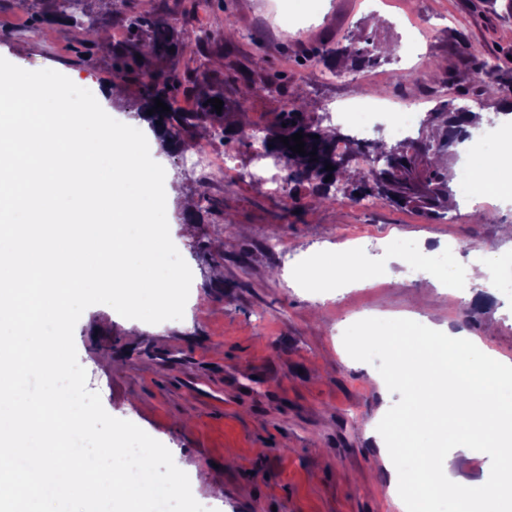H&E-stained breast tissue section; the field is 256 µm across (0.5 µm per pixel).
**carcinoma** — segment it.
Masks as SVG:
<instances>
[{
  "label": "carcinoma",
  "instance_id": "obj_1",
  "mask_svg": "<svg viewBox=\"0 0 512 512\" xmlns=\"http://www.w3.org/2000/svg\"><path fill=\"white\" fill-rule=\"evenodd\" d=\"M131 27H148L153 29L155 38L151 50L160 54L169 49L179 50L174 43L172 26L161 18L140 15L131 21ZM474 70L478 74L492 73L494 79L485 81L478 90V97L492 103L500 104L502 89L512 82V66L503 67L492 64L483 55L465 47ZM142 54L140 44H129L120 55L121 62L115 65V72L123 79L137 83L138 116L151 128L172 144L185 142V134L190 128L203 127L213 121L214 107L207 100H201L193 112H185L176 106L179 80L164 71L136 70L128 60H137ZM382 50L370 41L351 50L317 49L312 59L323 63L328 69L339 67L347 70H361L374 64L381 58ZM161 99L169 111L149 115L147 110L155 107V99ZM483 115L470 109H436L428 113L426 124L430 129L441 131L436 141L428 137H406L389 146L382 141L366 145L350 138L339 129L332 133L321 129L305 116V108L295 100L286 102L283 111L276 117L270 127L273 137L263 142L264 150L273 151L288 168V198L298 201L297 190L304 186L308 194L320 202L333 199L332 189L341 185L359 200L375 198L387 201L401 208L413 207L429 219H440L448 210V201L453 193L450 186L452 175L450 167L442 162V155L456 149L471 137V130L479 126ZM302 132L305 151H316V160L292 152L288 145H283L281 138ZM346 143L342 152L337 151V144ZM374 155L383 160V167L378 172L369 174L359 169V159L364 155ZM334 170H325L326 165ZM332 180H326L327 176Z\"/></svg>",
  "mask_w": 512,
  "mask_h": 512
}]
</instances>
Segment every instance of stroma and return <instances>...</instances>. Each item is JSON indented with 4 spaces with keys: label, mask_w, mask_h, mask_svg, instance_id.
I'll return each instance as SVG.
<instances>
[{
    "label": "stroma",
    "mask_w": 512,
    "mask_h": 512,
    "mask_svg": "<svg viewBox=\"0 0 512 512\" xmlns=\"http://www.w3.org/2000/svg\"><path fill=\"white\" fill-rule=\"evenodd\" d=\"M85 0L90 43L60 0H0V57L29 71L81 74L91 88L113 82V59L152 30L130 18L168 20L181 40L211 32L208 52L142 57L143 68L177 76L207 72L190 100L218 94L224 108L211 125L186 136L211 148L216 169L186 170L183 153L142 131L166 182L170 236L193 275L183 319L148 324L111 307H88L74 330L88 389L105 410L160 441L210 512H399L391 461L374 443L377 425L401 398L372 364L352 359L345 329L362 316L409 312L419 323L465 330L491 352L512 359V204L499 223L473 219L455 193L443 219L430 220L378 199L337 193L318 203L251 179L273 168L257 160L239 126L269 128L285 101L300 99L320 128L326 112L358 99L409 98L420 113L464 99L442 89L445 66L477 88L465 45L492 58L512 48V17L482 0ZM236 33L224 38V18ZM369 34L394 59L331 80L304 67L314 49ZM265 58L255 66V55ZM444 68H436V61ZM237 166L223 169L225 149ZM353 247L370 262L365 285L347 288L324 255ZM488 264L493 296L472 309L465 273Z\"/></svg>",
    "instance_id": "obj_1"
}]
</instances>
